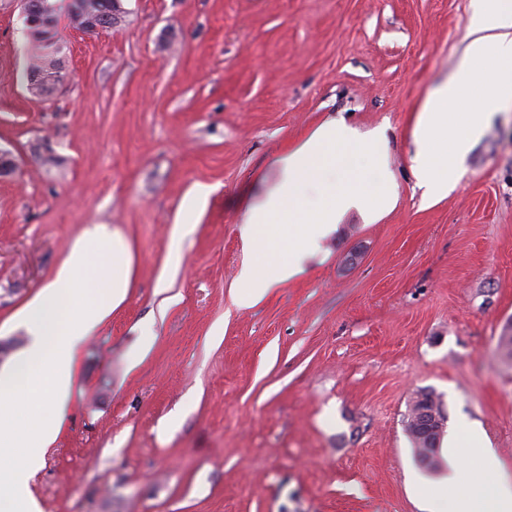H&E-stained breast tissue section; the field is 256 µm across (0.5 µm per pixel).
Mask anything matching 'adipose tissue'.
Wrapping results in <instances>:
<instances>
[{
    "label": "adipose tissue",
    "instance_id": "adipose-tissue-1",
    "mask_svg": "<svg viewBox=\"0 0 512 512\" xmlns=\"http://www.w3.org/2000/svg\"><path fill=\"white\" fill-rule=\"evenodd\" d=\"M488 66L495 72L489 83L482 78ZM507 104L512 105V0H475L461 67L430 90L415 122L411 168L425 202L447 196L449 173ZM382 145L381 136L364 140L329 121L280 157L279 183L250 209L242 228L250 259L239 273L237 305L253 306L301 273L347 211L374 221L395 206ZM130 268L121 236L108 225H90L25 309L21 323L29 342L0 369V512H40L29 491L30 475L66 425L82 346L124 300ZM465 448L476 453L466 470L460 455ZM448 454V475L419 486L428 507L512 512V475L477 426L463 425Z\"/></svg>",
    "mask_w": 512,
    "mask_h": 512
}]
</instances>
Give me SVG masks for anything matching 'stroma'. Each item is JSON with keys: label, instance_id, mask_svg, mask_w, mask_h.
I'll return each mask as SVG.
<instances>
[{"label": "stroma", "instance_id": "stroma-1", "mask_svg": "<svg viewBox=\"0 0 512 512\" xmlns=\"http://www.w3.org/2000/svg\"><path fill=\"white\" fill-rule=\"evenodd\" d=\"M65 84L26 89L20 0H0V340L75 239L127 241L131 285L84 345L41 512H422L405 430L433 391L512 471V107L432 206L411 169L428 90L473 0H120L73 27ZM385 138L397 204L348 212L303 273L238 307L240 226L322 122ZM209 194L196 202L194 190ZM95 5L91 14H88L84 21L86 27L83 32L94 33L98 29L111 28L116 20V14L120 10V0H94Z\"/></svg>", "mask_w": 512, "mask_h": 512}]
</instances>
